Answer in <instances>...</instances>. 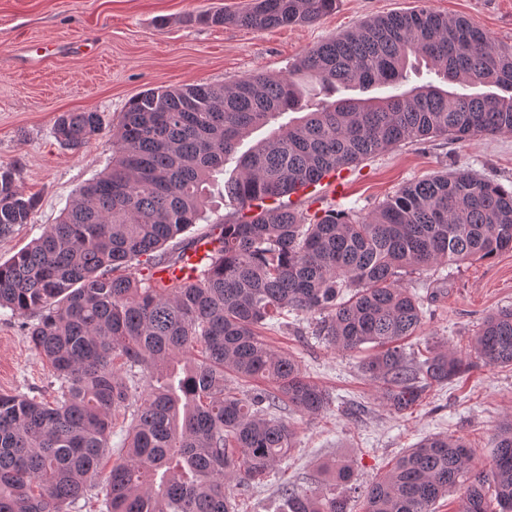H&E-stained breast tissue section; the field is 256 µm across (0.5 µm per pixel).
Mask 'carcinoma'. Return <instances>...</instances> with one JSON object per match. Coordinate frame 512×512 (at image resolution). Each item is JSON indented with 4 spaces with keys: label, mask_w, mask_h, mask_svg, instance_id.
<instances>
[{
    "label": "carcinoma",
    "mask_w": 512,
    "mask_h": 512,
    "mask_svg": "<svg viewBox=\"0 0 512 512\" xmlns=\"http://www.w3.org/2000/svg\"><path fill=\"white\" fill-rule=\"evenodd\" d=\"M336 8L337 0H253L244 12L194 21L311 24ZM422 68L439 83L312 111L303 103L309 81L333 96L341 87L398 88ZM444 83L491 91L459 94ZM302 111L238 153L253 130ZM101 127L96 112H64L53 134L79 149ZM509 132L512 53L471 21L430 9L364 20L318 44L286 76L255 71L228 85L150 88L132 98L112 167L79 189L59 222L0 263V310L37 315L26 335L59 383L52 403L0 394V512H70L96 487L120 409L131 410L130 423L103 479V512H238L227 483L260 487L293 450L294 428L273 409L286 402L316 416L331 404L296 359L259 333L290 312L320 314L315 335L339 349L374 345L361 370L383 385L395 412L419 402L417 379L457 377L463 360L452 350L418 364L404 352L422 302L401 277L512 251V190L459 168L401 187L364 216L309 214L280 199L402 143ZM232 159L237 174L224 181L222 199L241 219L219 228V247L193 279L157 286L153 270L175 258L155 252L206 218L211 187ZM34 207L1 169L0 238L30 223ZM142 256L145 277L112 276ZM474 348L488 365L512 366V309L485 320ZM231 373L273 388L228 391ZM493 448L489 472L476 475L463 439L421 442L369 487L366 512H433L461 486L459 512H512V417ZM280 493L285 512H347V500L321 485L285 484Z\"/></svg>",
    "instance_id": "cac0c4a2"
}]
</instances>
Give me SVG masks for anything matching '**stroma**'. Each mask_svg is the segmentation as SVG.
Segmentation results:
<instances>
[{"mask_svg": "<svg viewBox=\"0 0 512 512\" xmlns=\"http://www.w3.org/2000/svg\"><path fill=\"white\" fill-rule=\"evenodd\" d=\"M251 0H0V167L11 169L34 197L32 221L0 238V262L9 260L57 223L72 195L112 162V131L128 102L149 88L229 84L263 71L287 74L325 39L361 21L428 8L469 19L494 43L512 50V0H339L337 9L310 25L254 28L192 22L194 14L245 11ZM64 112H95L103 128L83 148L53 136ZM466 166L481 177L512 185V134L456 141L430 137L403 144L350 167L346 190L328 184L293 196L298 209L343 208L365 214L401 186ZM404 286L423 300V322L404 349L420 362L430 351L461 352L463 371L445 384L424 388L419 405L393 412L382 390L361 372L371 345L341 351L312 332L314 315H289L288 327H268L265 339L291 354L325 389L332 404L309 417L287 405L276 414L293 425L294 452L267 484L238 497V512H276L278 488L331 483L330 462L349 461L354 480L337 486L350 512H365L369 485L421 439L448 434L473 449L477 470L492 462V441L512 416V366H490L471 350L486 317L512 308V251L484 261L442 264L407 277ZM0 315V393L53 400L51 370L32 348L22 322Z\"/></svg>", "mask_w": 512, "mask_h": 512, "instance_id": "1", "label": "stroma"}]
</instances>
